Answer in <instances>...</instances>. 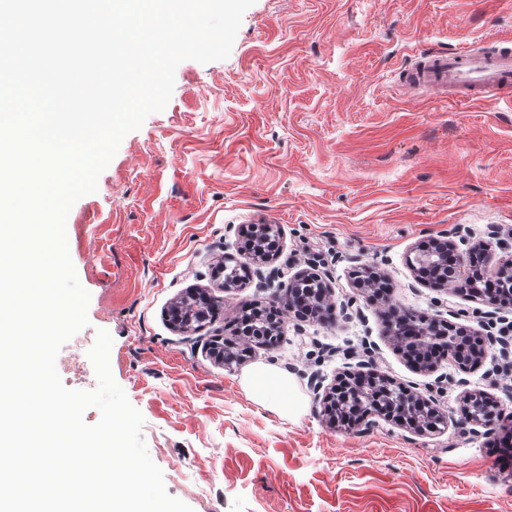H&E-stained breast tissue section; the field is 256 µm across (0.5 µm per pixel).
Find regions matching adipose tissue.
<instances>
[{
	"mask_svg": "<svg viewBox=\"0 0 512 512\" xmlns=\"http://www.w3.org/2000/svg\"><path fill=\"white\" fill-rule=\"evenodd\" d=\"M242 387L248 397L261 407L287 416L297 415L302 410L292 378L276 367L256 369L243 378Z\"/></svg>",
	"mask_w": 512,
	"mask_h": 512,
	"instance_id": "adipose-tissue-1",
	"label": "adipose tissue"
}]
</instances>
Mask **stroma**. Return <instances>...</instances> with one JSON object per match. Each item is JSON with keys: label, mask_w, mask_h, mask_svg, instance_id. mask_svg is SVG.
Masks as SVG:
<instances>
[{"label": "stroma", "mask_w": 512, "mask_h": 512, "mask_svg": "<svg viewBox=\"0 0 512 512\" xmlns=\"http://www.w3.org/2000/svg\"><path fill=\"white\" fill-rule=\"evenodd\" d=\"M512 38V0H255L229 57L182 62L166 108L128 134L66 223L68 250L90 294L89 325L59 351L71 389L96 377L97 330L113 344L114 380L144 417L143 437L167 493L193 512H512V464L461 426V387L512 411L499 338L512 306H477L416 280L420 242L467 229L512 244V101L489 105L399 90L411 50L482 49ZM274 224L283 288L316 264L329 275L331 320L284 321L276 350L241 363L211 354L233 340L243 305L270 290L217 292L216 311L179 332L168 308L213 284L216 256L252 266L243 230ZM379 264L393 302L489 337L481 365L411 368L352 273ZM273 365L292 376L300 416L255 405L243 375ZM368 368L402 385L448 378L437 400L448 424L417 433L376 418L327 422L307 381Z\"/></svg>", "instance_id": "35a3bbf8"}]
</instances>
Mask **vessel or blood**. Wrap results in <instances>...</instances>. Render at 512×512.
<instances>
[{"mask_svg":"<svg viewBox=\"0 0 512 512\" xmlns=\"http://www.w3.org/2000/svg\"><path fill=\"white\" fill-rule=\"evenodd\" d=\"M397 72L404 87L452 93L462 101L492 103L512 98V50L508 48L486 54L463 45L448 52L413 54Z\"/></svg>","mask_w":512,"mask_h":512,"instance_id":"1","label":"vessel or blood"}]
</instances>
